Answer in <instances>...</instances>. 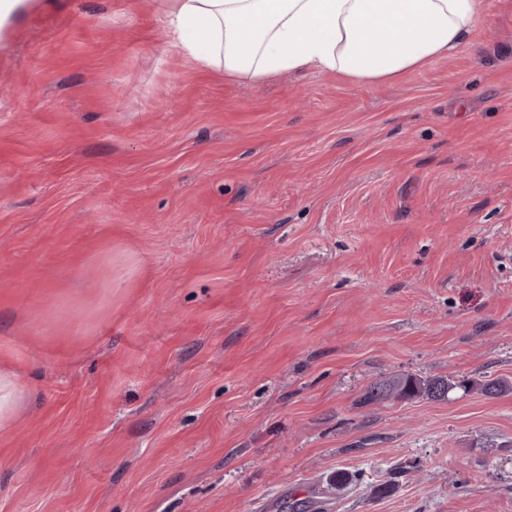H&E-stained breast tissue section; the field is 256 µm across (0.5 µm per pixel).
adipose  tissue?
<instances>
[{
    "mask_svg": "<svg viewBox=\"0 0 512 512\" xmlns=\"http://www.w3.org/2000/svg\"><path fill=\"white\" fill-rule=\"evenodd\" d=\"M487 10V0H161L171 46L250 83L307 70L390 81L449 56Z\"/></svg>",
    "mask_w": 512,
    "mask_h": 512,
    "instance_id": "ef3b65f1",
    "label": "adipose tissue"
}]
</instances>
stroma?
<instances>
[{
  "mask_svg": "<svg viewBox=\"0 0 512 512\" xmlns=\"http://www.w3.org/2000/svg\"><path fill=\"white\" fill-rule=\"evenodd\" d=\"M449 58L261 84L157 0L0 26V512H512V0ZM345 473L349 482L337 483ZM27 396L11 371L0 370V429H8L15 422ZM473 387V381L456 382L441 376L423 378L408 373H395L372 382L365 390L363 402L372 405L420 398L442 401L447 400L448 394L454 389L468 390Z\"/></svg>",
  "mask_w": 512,
  "mask_h": 512,
  "instance_id": "stroma-1",
  "label": "stroma"
}]
</instances>
